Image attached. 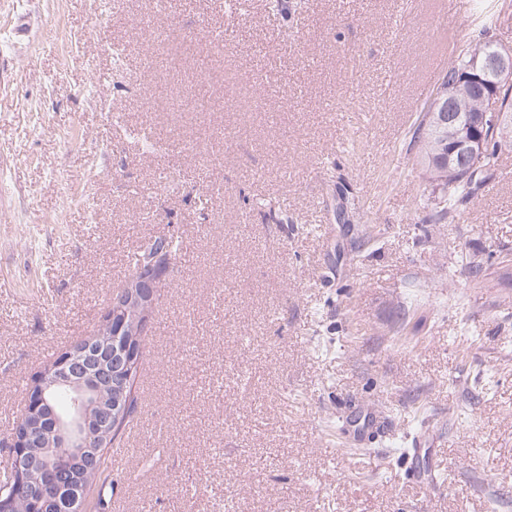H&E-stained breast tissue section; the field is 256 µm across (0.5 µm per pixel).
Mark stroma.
I'll return each instance as SVG.
<instances>
[{"label": "stroma", "instance_id": "35a3bbf8", "mask_svg": "<svg viewBox=\"0 0 512 512\" xmlns=\"http://www.w3.org/2000/svg\"><path fill=\"white\" fill-rule=\"evenodd\" d=\"M484 2L446 24L512 46ZM270 3L0 0V474L32 377L166 237L108 512H512V282L463 270L512 251V147L429 224L439 0Z\"/></svg>", "mask_w": 512, "mask_h": 512}]
</instances>
